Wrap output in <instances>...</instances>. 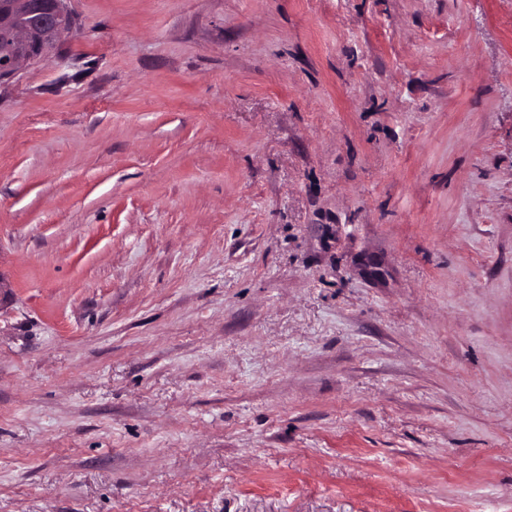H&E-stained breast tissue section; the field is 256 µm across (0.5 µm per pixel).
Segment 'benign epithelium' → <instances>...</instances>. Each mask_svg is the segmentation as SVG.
<instances>
[{
    "instance_id": "1",
    "label": "benign epithelium",
    "mask_w": 512,
    "mask_h": 512,
    "mask_svg": "<svg viewBox=\"0 0 512 512\" xmlns=\"http://www.w3.org/2000/svg\"><path fill=\"white\" fill-rule=\"evenodd\" d=\"M66 0H7L0 12V84L28 64L58 51L73 29Z\"/></svg>"
}]
</instances>
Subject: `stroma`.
Segmentation results:
<instances>
[{"mask_svg":"<svg viewBox=\"0 0 512 512\" xmlns=\"http://www.w3.org/2000/svg\"><path fill=\"white\" fill-rule=\"evenodd\" d=\"M0 85V512H512V0H66Z\"/></svg>","mask_w":512,"mask_h":512,"instance_id":"35a3bbf8","label":"stroma"}]
</instances>
